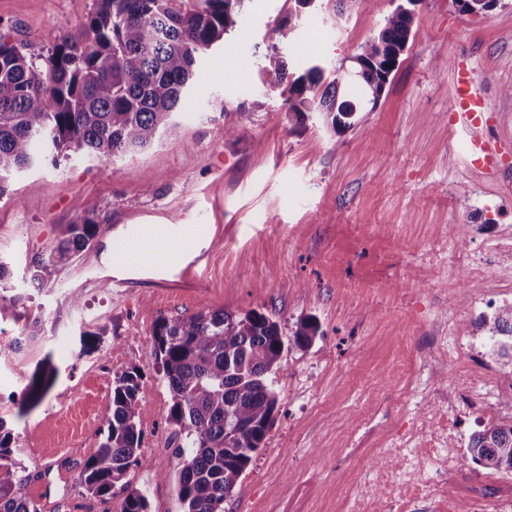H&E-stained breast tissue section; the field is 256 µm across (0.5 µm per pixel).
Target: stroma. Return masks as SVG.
<instances>
[{
    "instance_id": "obj_1",
    "label": "stroma",
    "mask_w": 512,
    "mask_h": 512,
    "mask_svg": "<svg viewBox=\"0 0 512 512\" xmlns=\"http://www.w3.org/2000/svg\"><path fill=\"white\" fill-rule=\"evenodd\" d=\"M399 0H357L336 16L334 0H244L234 31L200 53L178 111L180 133L123 159L72 151L29 169L0 194V417L12 431L24 491L39 512H119L128 489L151 512H181L179 459L165 418L171 394L153 351L159 318L224 310L265 313L291 339L315 317L308 346L284 352L273 376L278 404L224 512H359L369 468L387 461L403 482L434 478L421 436L446 415L458 460L443 500L415 512H512V475L473 463L484 427L458 396L450 363L470 360L473 394L482 363L461 338H490L496 311L470 312L474 295L512 284V0L487 13L454 0H418L399 69L375 108L334 132L319 115L289 119L281 90L263 81L268 29L297 25L300 56L351 70ZM93 0H0V34L44 54L79 30ZM472 69L487 106L482 134L496 167L470 158L468 130L454 122V66ZM236 130L225 138V128ZM96 215L109 230L61 266L54 282L27 272L66 225ZM192 224L203 257L190 285L177 283L182 252L161 269L126 270L125 229ZM498 251L482 280L469 277ZM79 304H72V294ZM95 335L90 350L80 339ZM52 356L59 376L20 414L22 389ZM140 375L143 463L109 499L77 482L106 427L98 389ZM75 401L70 417L58 413Z\"/></svg>"
}]
</instances>
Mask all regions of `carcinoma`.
Segmentation results:
<instances>
[{"label": "carcinoma", "instance_id": "cac0c4a2", "mask_svg": "<svg viewBox=\"0 0 512 512\" xmlns=\"http://www.w3.org/2000/svg\"><path fill=\"white\" fill-rule=\"evenodd\" d=\"M169 2L95 0L80 35L63 38L46 56L28 53L0 34V194L7 179L67 147L115 160L179 135L174 114L199 53L224 40L242 0H193L185 11ZM416 2L403 0L361 46L356 81L342 84L335 77L325 85L320 62L307 63L296 75L282 60L263 69L264 81L288 86L286 112L302 118L320 112L338 132L352 127L361 105H377L396 73ZM498 2L455 0L461 11L475 14ZM295 35L293 23L281 22L268 30V47L289 45ZM105 230V222L94 217L66 225L34 262L30 281H51ZM318 333L316 318L307 317L285 341L278 323L258 311L235 316L216 310L156 322L153 356L171 393L167 421L178 439L176 483L183 512H224V500L260 448L277 407L269 375L285 346L304 347ZM57 373L51 358L39 362L25 386L24 404L38 405ZM139 392L137 372L115 377L103 414L106 430L78 473L93 498L112 495L127 471L143 464ZM468 453L485 469L512 474V423L472 435ZM18 471L11 433L0 417V512H38L23 493ZM120 512H150L148 496L129 492Z\"/></svg>", "mask_w": 512, "mask_h": 512}]
</instances>
